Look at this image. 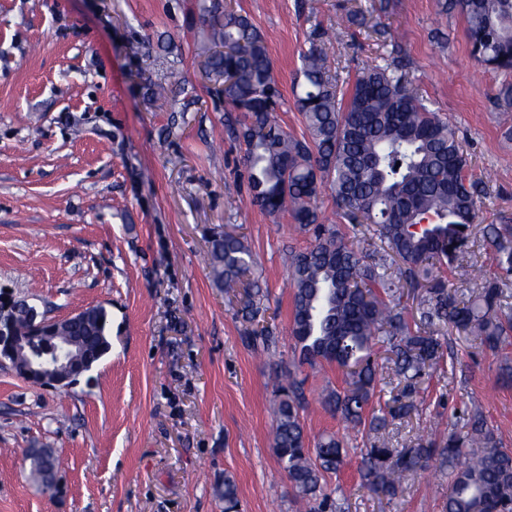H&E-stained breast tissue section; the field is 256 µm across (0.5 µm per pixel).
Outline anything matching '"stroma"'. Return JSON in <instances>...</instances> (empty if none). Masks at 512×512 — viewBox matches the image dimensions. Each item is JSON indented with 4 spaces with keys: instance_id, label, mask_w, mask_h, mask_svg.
Wrapping results in <instances>:
<instances>
[{
    "instance_id": "obj_1",
    "label": "stroma",
    "mask_w": 512,
    "mask_h": 512,
    "mask_svg": "<svg viewBox=\"0 0 512 512\" xmlns=\"http://www.w3.org/2000/svg\"><path fill=\"white\" fill-rule=\"evenodd\" d=\"M191 2L0 0V290L55 319L103 305L112 343L66 389L0 370V512H224L228 476L239 512H298L273 448L271 380L287 368L304 381L309 444L333 434L348 450L326 478L328 512H441L447 478L432 470L409 475L392 500L362 488L373 435L345 430L318 404L346 382L336 365L310 368L294 350L289 257L312 236L248 204L243 148L203 76L205 32ZM231 2L264 36L286 99L279 121L297 137L292 88L310 33L361 13L330 54L340 87L363 63H406L486 186L479 225H512V112L498 97L512 74L475 63L459 11L440 12L437 0ZM157 83L174 90L168 111L150 99ZM225 232L252 251L270 349L243 340L241 286L219 288L209 275V242ZM451 339L453 355L386 439L411 446L428 421L444 427L478 408L512 448L502 356ZM29 448L59 458L51 488L31 479Z\"/></svg>"
}]
</instances>
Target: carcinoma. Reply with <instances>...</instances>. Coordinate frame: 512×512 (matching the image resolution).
<instances>
[{
    "label": "carcinoma",
    "mask_w": 512,
    "mask_h": 512,
    "mask_svg": "<svg viewBox=\"0 0 512 512\" xmlns=\"http://www.w3.org/2000/svg\"><path fill=\"white\" fill-rule=\"evenodd\" d=\"M466 21L473 57L502 72L512 71V0H449ZM208 55L204 67L212 93L242 116L238 137L244 143L250 203L271 216L288 214L313 231L314 243L293 255L292 336L301 362L334 363L347 388L329 389L322 406L353 429H384L388 419L416 410L415 398L427 370L444 360L438 336L448 326L498 352L512 345V227L489 224L493 275L466 297L458 285L470 280L473 265L462 257L474 246L485 188L466 174L469 164L455 131L411 87L402 61L372 63L360 70L345 92L330 74L328 54L318 32L301 55L294 102L305 135L297 138L277 121L284 96L265 41L252 22L225 0H198ZM330 190L342 219L366 225L372 236L398 259V280L388 277L385 257L374 259L355 238L327 224L319 196ZM210 277L218 286L247 281L242 308L254 328L244 340L269 345L273 328L260 324L266 294L258 284L254 258L243 237L226 233L209 247ZM422 292L414 323L402 298ZM11 319V335L28 336L31 327L22 305ZM41 340L73 336L80 344L82 372L110 351L108 313L87 308L67 329L50 321ZM12 344H0V368L21 372L25 358ZM398 379V393L375 410L371 401L384 370ZM80 372V373H82ZM80 373H68L67 384ZM303 382L277 384L279 400L273 427L274 449L286 479L302 500L323 493L326 475L345 464L348 449L334 435L316 447L306 444L301 413ZM30 474L52 485L59 461L50 448L27 451ZM438 463L448 472L442 512H512V450L503 447L476 410L448 425V434H431L413 448H390L387 440L362 455L361 486L389 499L398 496L406 474ZM224 512H237V486L224 477Z\"/></svg>",
    "instance_id": "cac0c4a2"
}]
</instances>
